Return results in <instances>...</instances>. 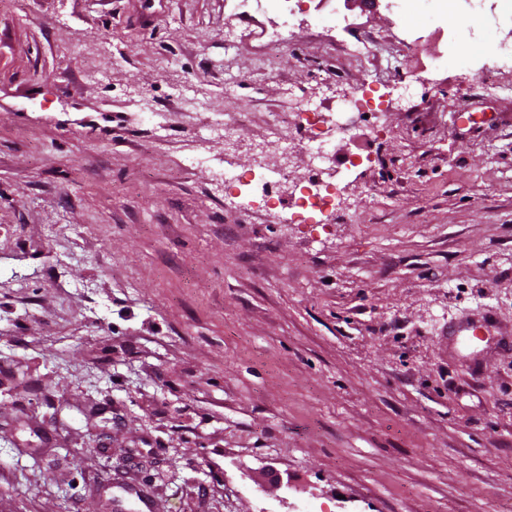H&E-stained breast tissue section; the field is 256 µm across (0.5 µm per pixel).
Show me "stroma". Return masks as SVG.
<instances>
[{
  "mask_svg": "<svg viewBox=\"0 0 512 512\" xmlns=\"http://www.w3.org/2000/svg\"><path fill=\"white\" fill-rule=\"evenodd\" d=\"M457 33L0 0V512H512V61L440 64Z\"/></svg>",
  "mask_w": 512,
  "mask_h": 512,
  "instance_id": "obj_1",
  "label": "stroma"
}]
</instances>
